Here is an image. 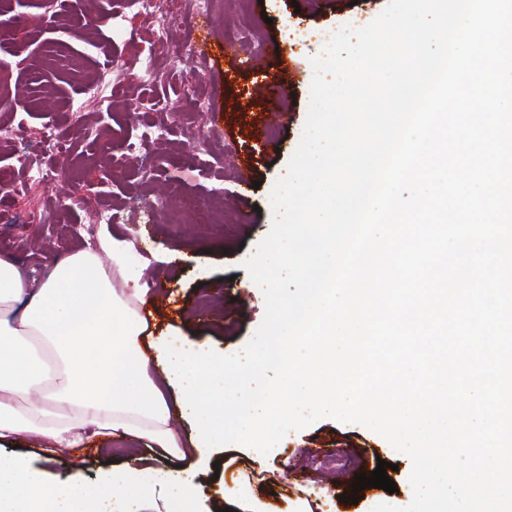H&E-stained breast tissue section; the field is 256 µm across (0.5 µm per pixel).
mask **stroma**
Instances as JSON below:
<instances>
[{
    "instance_id": "stroma-1",
    "label": "stroma",
    "mask_w": 512,
    "mask_h": 512,
    "mask_svg": "<svg viewBox=\"0 0 512 512\" xmlns=\"http://www.w3.org/2000/svg\"><path fill=\"white\" fill-rule=\"evenodd\" d=\"M208 24L193 36L171 27L166 40L156 32L164 19L126 0H69L71 21L47 26L43 0H0V26L14 16L28 17L19 40L0 43V85L11 97L0 123L23 126L29 146L0 145V181L18 188L16 199L0 205V251L15 254L29 268L46 272L74 250L89 247L80 229L101 205L120 202L122 220L99 224L96 233L133 244L138 270L127 289L162 281L166 296L153 306L159 326L174 322L191 342L227 355L238 353L253 337L265 314L264 298L254 288L243 262L271 230L270 191L285 174L303 133L314 77L313 58L322 56L323 36L350 26L365 27L388 0H214ZM241 32L239 62L224 74V33ZM187 50L201 66L198 80L170 75L167 86L139 82L146 56L164 59ZM288 70L294 77L281 122L264 125V102L254 93L257 80ZM99 85L100 105L85 104L86 82ZM148 105L129 112L128 95ZM176 105L168 134L157 138L158 111ZM221 122H214V113ZM61 129L67 139L62 157H44L37 146L43 131ZM126 144L137 157H151L156 186L172 188L188 201L156 205L140 194L136 168H122L119 182L108 179L100 138ZM251 168L243 184L239 162ZM65 166L68 183L42 188L32 183L36 168ZM20 453L58 482L77 475L101 477L109 464L150 457L145 444L126 452L91 444L78 454L47 453L31 435L15 437ZM312 448L323 456L309 458ZM235 472L250 477L251 488L273 512H288L290 499H307L312 512H371L374 501H393L412 493V461L383 447L375 432L361 424L321 418L289 432L263 461L242 449H228ZM394 464L389 478L398 492L372 487L352 502L341 487L330 496L335 475L370 473L378 460Z\"/></svg>"
}]
</instances>
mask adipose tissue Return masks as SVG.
Masks as SVG:
<instances>
[{"label":"adipose tissue","instance_id":"adipose-tissue-1","mask_svg":"<svg viewBox=\"0 0 512 512\" xmlns=\"http://www.w3.org/2000/svg\"><path fill=\"white\" fill-rule=\"evenodd\" d=\"M130 252L106 237L37 282L0 254V445L32 433L73 454L106 438L148 443L185 472L200 462V449L171 427L182 409L166 396L168 376L151 374L159 351L145 342L147 291L120 286Z\"/></svg>","mask_w":512,"mask_h":512}]
</instances>
